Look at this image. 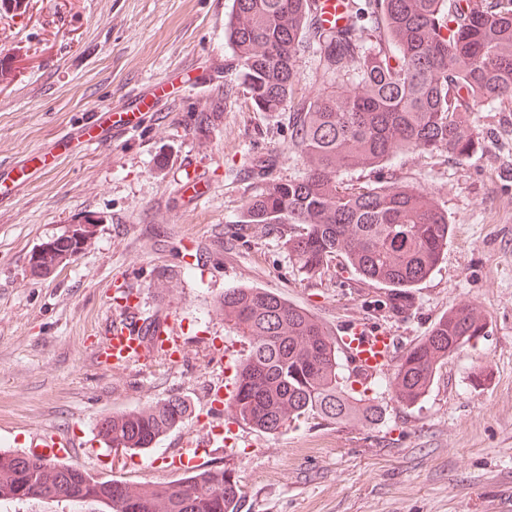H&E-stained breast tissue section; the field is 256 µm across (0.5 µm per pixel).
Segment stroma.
I'll use <instances>...</instances> for the list:
<instances>
[{
    "mask_svg": "<svg viewBox=\"0 0 512 512\" xmlns=\"http://www.w3.org/2000/svg\"><path fill=\"white\" fill-rule=\"evenodd\" d=\"M233 0H0V165L52 151L51 164L0 206V450L31 453L41 436L74 440L68 463L133 485L174 484L176 448L236 474L239 512H512V112L471 114L479 145L456 160L399 155L371 184L393 177L433 194L448 212V249L395 311L389 291L331 262L302 271L286 232L240 224L268 180L301 178L291 148L293 103L256 111L224 24ZM230 97H223L224 88ZM139 109L136 133L94 129L92 144L58 135L83 118ZM210 109L208 124L196 117ZM274 155L261 177L251 159ZM70 224L95 239L44 280L32 251ZM259 287L306 308L333 332L361 318L399 351L467 302L484 336L437 369L426 396L399 402L378 376L367 391L378 424L307 413L267 433L236 423L233 450L203 445L224 423L212 391L233 383L248 343L216 311L224 291ZM132 295L143 319L172 317L181 346L149 349L115 367L95 346L112 300ZM493 373L485 387L476 376ZM179 396L193 413L144 452L98 434L117 412Z\"/></svg>",
    "mask_w": 512,
    "mask_h": 512,
    "instance_id": "1",
    "label": "stroma"
}]
</instances>
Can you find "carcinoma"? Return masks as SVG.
<instances>
[{"label": "carcinoma", "mask_w": 512, "mask_h": 512, "mask_svg": "<svg viewBox=\"0 0 512 512\" xmlns=\"http://www.w3.org/2000/svg\"><path fill=\"white\" fill-rule=\"evenodd\" d=\"M347 23L328 26L317 0H234L227 38L241 84L259 112L281 111L297 90V54L312 42L331 86L293 110L292 148L305 175L270 181L239 223L292 230L288 249L300 269L318 273L342 258L361 278L390 288L404 306L448 246V212L405 182L370 186L344 180L412 152L466 158L476 149L470 114L484 103L512 110V0H365L341 2ZM95 224H71L45 242L30 268L54 270L96 236ZM232 331L250 349L237 370L232 418L268 433L307 412L335 422L375 424L379 413L345 384L334 333L308 310L264 288H232L218 301ZM473 309H453L400 359L391 380L406 405L429 391L438 366L484 334ZM169 397L101 420L112 448L145 451L189 417ZM48 494L89 500L105 512H238L230 471L190 472L180 486H132L31 454L0 451V501Z\"/></svg>", "instance_id": "obj_1"}]
</instances>
